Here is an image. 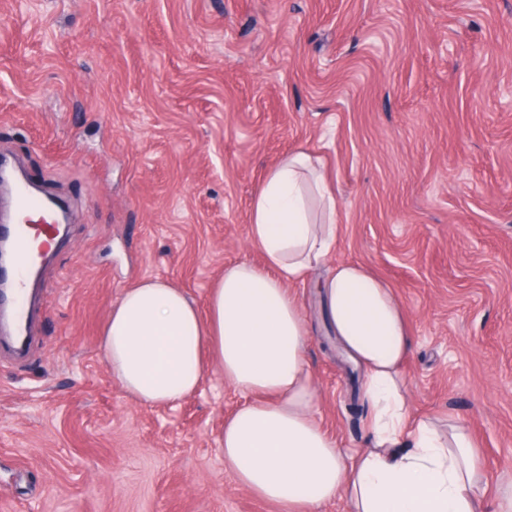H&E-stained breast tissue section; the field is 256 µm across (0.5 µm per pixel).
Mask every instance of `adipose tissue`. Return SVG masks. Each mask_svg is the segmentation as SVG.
Returning a JSON list of instances; mask_svg holds the SVG:
<instances>
[{
  "label": "adipose tissue",
  "mask_w": 512,
  "mask_h": 512,
  "mask_svg": "<svg viewBox=\"0 0 512 512\" xmlns=\"http://www.w3.org/2000/svg\"><path fill=\"white\" fill-rule=\"evenodd\" d=\"M338 216L321 164L303 151L284 156L251 202L248 241L263 265L225 266L203 312L157 278L124 289L101 336L113 376L135 400L171 406L215 366L245 396L221 432L224 467L282 512H319L339 497L350 512H512V489L489 496L467 429L412 416L408 313L361 263L337 264L321 289L330 329L365 372L366 448L344 458L315 417L311 329L291 287L335 249Z\"/></svg>",
  "instance_id": "obj_1"
}]
</instances>
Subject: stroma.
Wrapping results in <instances>:
<instances>
[{"instance_id": "stroma-1", "label": "stroma", "mask_w": 512, "mask_h": 512, "mask_svg": "<svg viewBox=\"0 0 512 512\" xmlns=\"http://www.w3.org/2000/svg\"><path fill=\"white\" fill-rule=\"evenodd\" d=\"M298 150L342 226L292 287L317 419L364 447L316 288L359 261L410 316L413 413L466 426L490 491L512 484V0H0V153L71 214L27 355L0 350V512H279L224 468L241 393L210 367L178 404L137 402L100 337L140 278L202 305L262 264L251 201Z\"/></svg>"}]
</instances>
